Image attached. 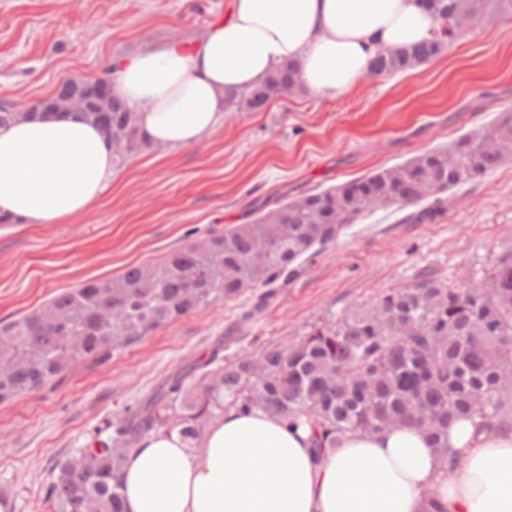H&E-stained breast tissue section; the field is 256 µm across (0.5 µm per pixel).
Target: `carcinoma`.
<instances>
[{
	"mask_svg": "<svg viewBox=\"0 0 512 512\" xmlns=\"http://www.w3.org/2000/svg\"><path fill=\"white\" fill-rule=\"evenodd\" d=\"M440 26L433 38L377 56L370 75L416 69L445 52L458 35L502 13L512 0H428ZM303 91L299 65L288 63L256 84L224 93L225 108L250 112ZM89 102L103 112L81 115L112 140L119 163L149 147L138 115L111 96ZM41 103L0 122L33 118ZM512 159V109L446 148L419 154L353 182L304 195L154 263L92 280L58 293L23 317L0 322V403L42 387L71 365L104 361L112 350L183 316L260 286L254 311L287 283L293 264L316 245L335 240L344 226L381 207H426L421 218L445 210L444 192L481 179ZM261 409L291 423L319 428L314 449L337 445L354 431L414 425L430 437L443 476L460 468L448 447V425L512 431V250L500 254L478 281L462 285L432 274L381 294L364 309L315 326L301 339L264 347L226 363L219 352L167 378L128 407L107 439L91 442L56 463L44 484L50 512H123L120 471L128 451L152 431L196 440L225 405Z\"/></svg>",
	"mask_w": 512,
	"mask_h": 512,
	"instance_id": "cac0c4a2",
	"label": "carcinoma"
}]
</instances>
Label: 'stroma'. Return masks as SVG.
<instances>
[{"label": "stroma", "mask_w": 512, "mask_h": 512, "mask_svg": "<svg viewBox=\"0 0 512 512\" xmlns=\"http://www.w3.org/2000/svg\"><path fill=\"white\" fill-rule=\"evenodd\" d=\"M229 0H0V100L29 105L67 77H90L151 41L188 42L223 20ZM512 108V14L461 33L425 65L365 77L349 96L299 94L256 112L225 111L200 142L131 157L112 188L65 224L0 223V321L57 293L155 261L273 204L446 146ZM512 250V162L453 193L430 222L381 208L296 263L261 310L249 289L74 364L0 405V496L46 512L53 465L167 377L208 359L259 352L431 272L459 283Z\"/></svg>", "instance_id": "35a3bbf8"}]
</instances>
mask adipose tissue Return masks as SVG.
<instances>
[{"label": "adipose tissue", "instance_id": "1", "mask_svg": "<svg viewBox=\"0 0 512 512\" xmlns=\"http://www.w3.org/2000/svg\"><path fill=\"white\" fill-rule=\"evenodd\" d=\"M423 0H231L224 22L192 44L151 42L112 61L114 97L162 147L201 141L224 116V92L295 61L305 91L340 99L379 52L430 40ZM111 141L72 112L0 127V215L63 224L112 186ZM309 422L225 409L194 447L156 431L121 469L124 512H423L435 491L447 512H512V433L448 429L463 466L444 480L426 433L402 425L352 432L316 454Z\"/></svg>", "mask_w": 512, "mask_h": 512}]
</instances>
